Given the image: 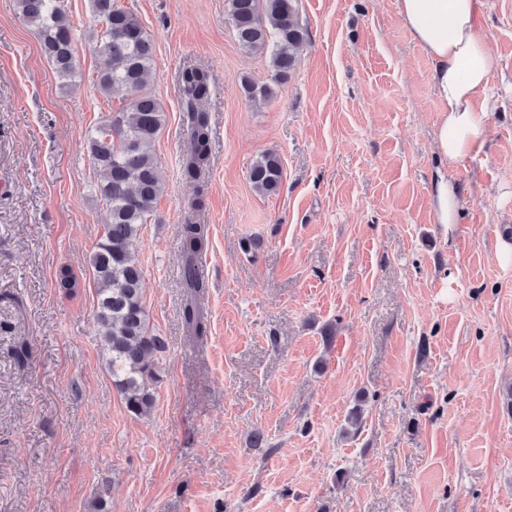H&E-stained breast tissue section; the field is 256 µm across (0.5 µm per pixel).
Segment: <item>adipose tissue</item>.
Listing matches in <instances>:
<instances>
[{"label": "adipose tissue", "mask_w": 512, "mask_h": 512, "mask_svg": "<svg viewBox=\"0 0 512 512\" xmlns=\"http://www.w3.org/2000/svg\"><path fill=\"white\" fill-rule=\"evenodd\" d=\"M413 40L434 64L431 81L439 102L434 139L436 153L448 166L478 153L488 137L485 113L476 101L496 68V59L480 34L482 0H395ZM436 223L457 224L463 200L446 169L431 183Z\"/></svg>", "instance_id": "ef3b65f1"}]
</instances>
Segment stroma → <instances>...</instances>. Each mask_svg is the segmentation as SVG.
I'll list each match as a JSON object with an SVG mask.
<instances>
[{"mask_svg":"<svg viewBox=\"0 0 512 512\" xmlns=\"http://www.w3.org/2000/svg\"><path fill=\"white\" fill-rule=\"evenodd\" d=\"M65 3L67 84L17 0H0V512L98 498L107 512H512V262L498 258L512 243V0L480 17L497 59L489 136L452 171L465 207L451 230L430 205L432 62L394 0H298L308 38L281 84L240 47L225 0H118L153 42L146 91L166 111L148 147L164 190L137 242L166 344L142 418L93 323L105 208L85 144L111 106L91 2ZM188 65L213 84L204 344L181 319ZM245 77L272 96L245 99ZM268 151L283 163L274 195L248 179Z\"/></svg>","mask_w":512,"mask_h":512,"instance_id":"1","label":"stroma"}]
</instances>
